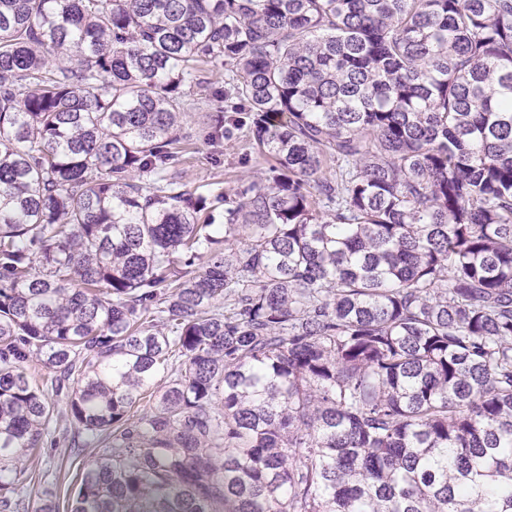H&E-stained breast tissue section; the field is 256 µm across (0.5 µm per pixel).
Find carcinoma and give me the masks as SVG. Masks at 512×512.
I'll return each instance as SVG.
<instances>
[{"mask_svg": "<svg viewBox=\"0 0 512 512\" xmlns=\"http://www.w3.org/2000/svg\"><path fill=\"white\" fill-rule=\"evenodd\" d=\"M60 423L65 512H512V0H0V512ZM202 94V95H201ZM194 112H191L184 126L183 133L190 136L195 146L192 154L183 170V179L192 187H199L202 191L204 185L222 180L224 187L228 189L241 181L259 180L263 177V166H257L253 160L252 149L239 138L230 142L224 141V153L217 162L212 156V148L206 141V124L208 115H212L213 109L204 93H195ZM246 154H251V161L245 163Z\"/></svg>", "mask_w": 512, "mask_h": 512, "instance_id": "carcinoma-1", "label": "carcinoma"}]
</instances>
